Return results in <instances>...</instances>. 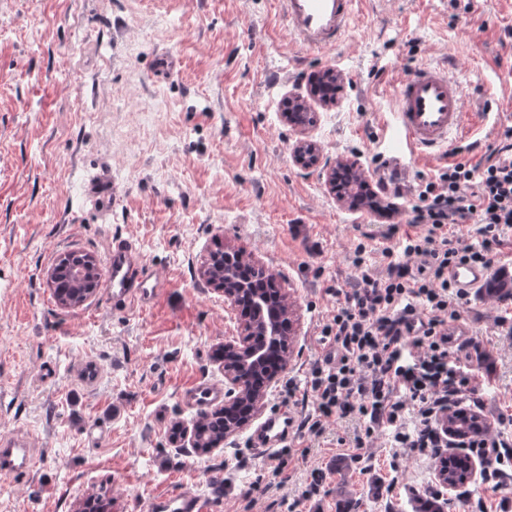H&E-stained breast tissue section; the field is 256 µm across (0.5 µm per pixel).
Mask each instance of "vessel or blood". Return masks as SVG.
I'll list each match as a JSON object with an SVG mask.
<instances>
[{
  "label": "vessel or blood",
  "mask_w": 512,
  "mask_h": 512,
  "mask_svg": "<svg viewBox=\"0 0 512 512\" xmlns=\"http://www.w3.org/2000/svg\"><path fill=\"white\" fill-rule=\"evenodd\" d=\"M359 0H279L280 11L291 39L298 45L323 49L342 42L358 17ZM392 114L400 151L389 155L396 169L406 163H425L440 157L449 146L460 142L480 121L476 112L466 111L460 83L441 65L423 64L400 75L392 94ZM94 202L112 204V178L102 174L86 187ZM493 276L490 268L460 264L450 268L449 279L464 294L486 288ZM113 309L125 311L150 307L164 292L165 281L143 262L133 240L113 238L105 269L99 278ZM185 397L196 416L224 400L222 386L198 382L186 388ZM295 431V419L287 406L275 408L250 434V448L270 457ZM37 462L36 451L23 438L0 435V478L30 474ZM147 512H209L206 500L195 490L182 488L155 495Z\"/></svg>",
  "instance_id": "1"
}]
</instances>
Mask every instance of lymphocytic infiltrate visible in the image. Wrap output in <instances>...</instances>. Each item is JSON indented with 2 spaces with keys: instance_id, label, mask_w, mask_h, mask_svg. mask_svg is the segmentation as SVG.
Listing matches in <instances>:
<instances>
[{
  "instance_id": "lymphocytic-infiltrate-1",
  "label": "lymphocytic infiltrate",
  "mask_w": 512,
  "mask_h": 512,
  "mask_svg": "<svg viewBox=\"0 0 512 512\" xmlns=\"http://www.w3.org/2000/svg\"><path fill=\"white\" fill-rule=\"evenodd\" d=\"M407 223L423 225L420 235L390 225L385 275L368 264L365 243L354 250L356 288L345 293L321 331L332 349L310 378L315 411L300 426L315 437L331 416L357 419L354 445H370L386 431L394 448L439 455L444 448L476 451L481 481L512 489V439L483 427L452 439L441 421L448 413H472L475 378L454 349L450 331L467 303L448 278L451 267L489 265L503 228H512V126L484 161H453L434 177L417 176L402 195ZM471 225L477 244H465L450 226Z\"/></svg>"
}]
</instances>
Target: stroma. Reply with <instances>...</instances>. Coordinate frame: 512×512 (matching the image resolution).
Returning <instances> with one entry per match:
<instances>
[{
	"label": "stroma",
	"mask_w": 512,
	"mask_h": 512,
	"mask_svg": "<svg viewBox=\"0 0 512 512\" xmlns=\"http://www.w3.org/2000/svg\"><path fill=\"white\" fill-rule=\"evenodd\" d=\"M440 61L467 109L489 111L460 155L478 163L512 125V0H472L467 12L448 0H365L351 38L322 51L291 43L277 0H0V432L40 452L24 479L0 478V512H73L103 486L112 512H145L184 485L213 512H283L315 469L320 493L301 512H411L435 493L451 512H512V494L476 479L455 499L436 458L390 447L386 433L348 447L351 418H330L319 437L296 431L290 446L307 457L267 484L245 434L193 447L196 417L180 401L196 380L224 381L220 350L241 314L199 271L232 243L275 273L295 308L292 355L267 405L299 420L313 412L306 382L327 351L334 291L357 283L358 241L385 271V233L401 216L344 207L322 168L295 163L288 94L335 68L339 103L312 105V136L324 159L355 157L371 173L393 140L391 83ZM102 172L108 209L85 193ZM116 236L136 242L165 291L143 310H112L98 294L61 307L47 270L68 252L104 265ZM510 322L512 297L480 291L461 321L478 346L469 365L481 421L506 436Z\"/></svg>",
	"instance_id": "stroma-1"
}]
</instances>
